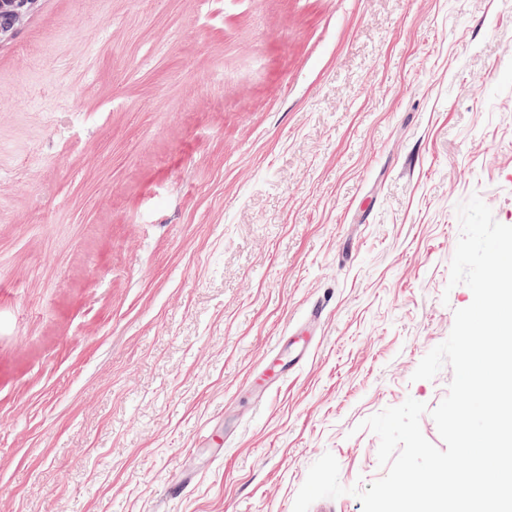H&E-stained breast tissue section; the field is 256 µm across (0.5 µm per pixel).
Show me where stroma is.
Listing matches in <instances>:
<instances>
[{"instance_id":"obj_1","label":"stroma","mask_w":512,"mask_h":512,"mask_svg":"<svg viewBox=\"0 0 512 512\" xmlns=\"http://www.w3.org/2000/svg\"><path fill=\"white\" fill-rule=\"evenodd\" d=\"M474 194L512 226V0H39L0 40V512L384 476L362 423L448 392L413 373Z\"/></svg>"}]
</instances>
